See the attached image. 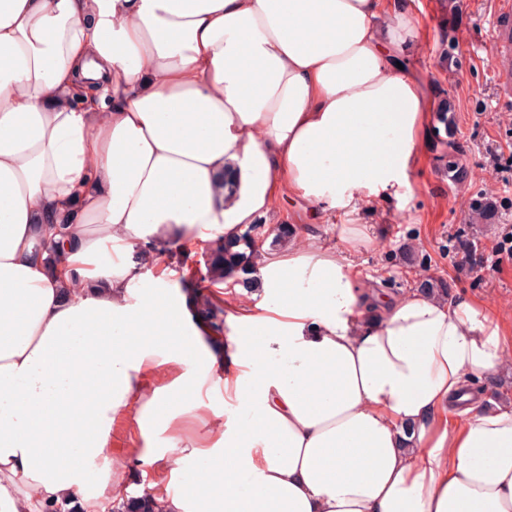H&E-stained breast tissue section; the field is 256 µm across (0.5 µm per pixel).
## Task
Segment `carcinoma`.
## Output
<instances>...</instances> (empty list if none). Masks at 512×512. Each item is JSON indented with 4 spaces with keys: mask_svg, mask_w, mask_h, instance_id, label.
Returning <instances> with one entry per match:
<instances>
[{
    "mask_svg": "<svg viewBox=\"0 0 512 512\" xmlns=\"http://www.w3.org/2000/svg\"><path fill=\"white\" fill-rule=\"evenodd\" d=\"M439 121L444 126L446 140L443 144L448 148V180L454 185L464 183L469 178L468 170L456 160L453 151L456 149L455 123L451 108H445L439 114ZM472 219L480 224H493L498 216L497 202L493 197L479 194L470 199L468 204ZM293 234L287 224L278 228L274 238L263 231V225L253 224L243 230L231 241L222 238L213 241L210 245L211 257L204 275L182 278L183 291L192 295L201 316L209 321L218 332H224V308L215 304L205 293L204 283L212 285L225 283L232 279L246 287L252 285L251 274L253 261L263 251L264 246L274 249L279 241ZM419 288L431 294L449 296V284L443 280L431 277L423 279ZM109 512H162L161 506L152 499L150 491L145 490L140 495L127 497L121 505Z\"/></svg>",
    "mask_w": 512,
    "mask_h": 512,
    "instance_id": "obj_1",
    "label": "carcinoma"
}]
</instances>
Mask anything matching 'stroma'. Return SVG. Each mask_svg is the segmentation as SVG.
<instances>
[{"label":"stroma","mask_w":512,"mask_h":512,"mask_svg":"<svg viewBox=\"0 0 512 512\" xmlns=\"http://www.w3.org/2000/svg\"><path fill=\"white\" fill-rule=\"evenodd\" d=\"M416 38L409 48L408 67L424 81L434 112L452 106L458 133L459 159L470 178L464 188L448 179L442 144L444 127L430 121L418 144V159L408 171L410 187L379 206L337 209L315 217L295 196H283L260 216L268 226L306 227L330 251L349 255L361 281L392 297L415 288L419 279L447 280L452 293L493 307L505 335L512 336V264L497 265L498 250L512 232V53L495 42L499 14L512 11V0H409ZM479 193L496 200V223L472 224L468 201ZM345 224L362 225L365 243L349 250L340 238ZM478 241L475 261L464 262L458 238ZM115 447L129 451L127 492L141 494L150 471L145 448H166L171 432L156 427L149 439L130 440L113 431Z\"/></svg>","instance_id":"35a3bbf8"}]
</instances>
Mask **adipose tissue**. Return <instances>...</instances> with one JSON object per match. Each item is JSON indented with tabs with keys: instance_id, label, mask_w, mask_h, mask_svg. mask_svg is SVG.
<instances>
[{
	"instance_id": "obj_1",
	"label": "adipose tissue",
	"mask_w": 512,
	"mask_h": 512,
	"mask_svg": "<svg viewBox=\"0 0 512 512\" xmlns=\"http://www.w3.org/2000/svg\"><path fill=\"white\" fill-rule=\"evenodd\" d=\"M415 31L403 0H0V512L122 502L119 415L177 436L163 512H512V400L466 399L512 364L484 308L380 295L299 230L255 262L265 313L224 298L218 333L135 258L286 193L325 214L407 187ZM219 383L238 411L199 402ZM185 397L204 431L161 419Z\"/></svg>"
}]
</instances>
